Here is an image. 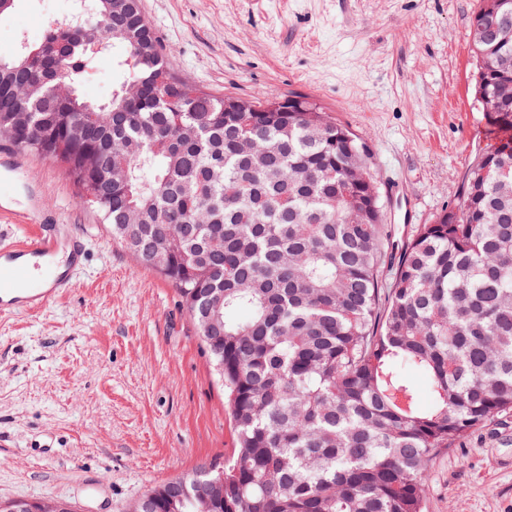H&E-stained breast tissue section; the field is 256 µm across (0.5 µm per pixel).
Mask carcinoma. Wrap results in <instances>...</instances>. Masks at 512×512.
<instances>
[{"instance_id": "obj_1", "label": "carcinoma", "mask_w": 512, "mask_h": 512, "mask_svg": "<svg viewBox=\"0 0 512 512\" xmlns=\"http://www.w3.org/2000/svg\"><path fill=\"white\" fill-rule=\"evenodd\" d=\"M20 52L0 53V130L66 166L112 239L175 288L227 392L224 465L148 491L142 512H423L427 466L512 411V0H479L475 98L503 134L462 203L388 253L368 144L304 112H228L167 70L140 0H90ZM102 45L94 53L85 43ZM123 87H81L97 59ZM74 88L49 92L58 71ZM425 386L421 399L415 377ZM209 484L208 502L195 486ZM85 81L84 95L96 101H103L112 94V89L122 84L126 78L123 70L112 64V57L100 58Z\"/></svg>"}]
</instances>
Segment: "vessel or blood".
Here are the masks:
<instances>
[{
	"label": "vessel or blood",
	"instance_id": "b4317fda",
	"mask_svg": "<svg viewBox=\"0 0 512 512\" xmlns=\"http://www.w3.org/2000/svg\"><path fill=\"white\" fill-rule=\"evenodd\" d=\"M24 237L0 231V316L35 314L47 308L63 289L72 287L85 256L81 238L61 237L28 210Z\"/></svg>",
	"mask_w": 512,
	"mask_h": 512
}]
</instances>
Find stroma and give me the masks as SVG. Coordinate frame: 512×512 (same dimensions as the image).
<instances>
[{"label":"stroma","instance_id":"stroma-1","mask_svg":"<svg viewBox=\"0 0 512 512\" xmlns=\"http://www.w3.org/2000/svg\"><path fill=\"white\" fill-rule=\"evenodd\" d=\"M477 0H141L166 65L217 96L303 93L363 138L395 246L456 206L494 143L471 96ZM73 0H14L0 53L40 42ZM13 213L84 234L73 288L35 315L0 317V500H68L127 512L152 488L223 462L235 430L175 288L113 241L59 162L0 176ZM426 512H512V411L430 464Z\"/></svg>","mask_w":512,"mask_h":512}]
</instances>
